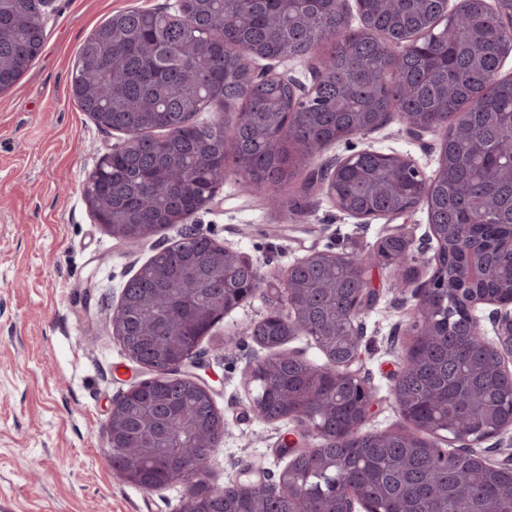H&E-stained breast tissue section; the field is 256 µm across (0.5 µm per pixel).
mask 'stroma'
Returning a JSON list of instances; mask_svg holds the SVG:
<instances>
[{"instance_id":"obj_1","label":"stroma","mask_w":512,"mask_h":512,"mask_svg":"<svg viewBox=\"0 0 512 512\" xmlns=\"http://www.w3.org/2000/svg\"><path fill=\"white\" fill-rule=\"evenodd\" d=\"M174 0H53L42 18L46 45L29 71L0 94V512H179L186 483L145 491L113 470L105 424L112 402L149 372L128 358L109 317L126 281L156 251L186 232L247 253L262 273H282L310 250L372 251L392 229L340 213L319 191L306 214L292 218L263 197L239 190L226 173L212 201L186 219L136 243L105 232L84 188L121 132L99 127L73 97L71 71L84 39L118 11L158 9ZM443 132L415 138L397 118L328 146L322 159L363 149L411 156L426 173L438 167ZM368 277L376 293L362 316L361 368L377 401L363 432L402 428L391 398L401 368L414 300L393 287L396 270ZM253 298L225 314L201 345L200 375L213 387L224 436L204 471L210 486L286 465L278 449L290 420L247 413L241 382L266 351L243 333L266 316Z\"/></svg>"}]
</instances>
